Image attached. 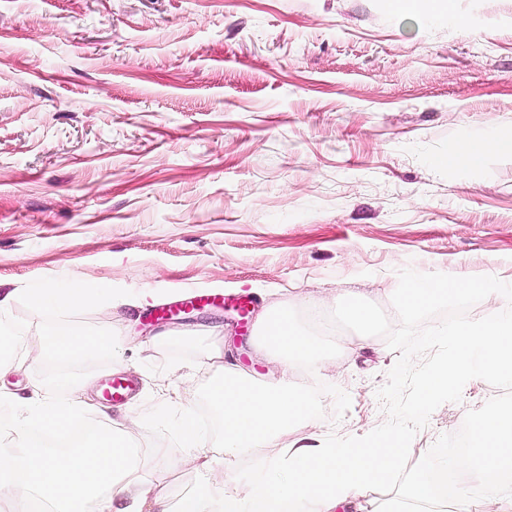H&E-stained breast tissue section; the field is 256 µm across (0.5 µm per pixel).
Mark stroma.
<instances>
[{
  "mask_svg": "<svg viewBox=\"0 0 512 512\" xmlns=\"http://www.w3.org/2000/svg\"><path fill=\"white\" fill-rule=\"evenodd\" d=\"M459 20L398 17L389 0H0V289L89 280L116 297L67 318L18 298L6 384L26 415L111 352L35 361L30 336L120 332L139 339L131 399L78 413L89 431L122 425L141 451L177 448L178 408L211 415L208 332L255 379L256 315L290 302L330 348L352 336L309 299L381 289L404 268L512 281V156L476 171L430 155L464 135L512 130V0H451ZM245 301L156 319L192 294ZM389 348L337 358L342 381L299 373L322 404L320 432L362 436ZM483 380L441 405L409 457L457 432L496 396Z\"/></svg>",
  "mask_w": 512,
  "mask_h": 512,
  "instance_id": "1",
  "label": "stroma"
}]
</instances>
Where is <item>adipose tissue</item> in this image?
<instances>
[{"instance_id": "adipose-tissue-1", "label": "adipose tissue", "mask_w": 512, "mask_h": 512, "mask_svg": "<svg viewBox=\"0 0 512 512\" xmlns=\"http://www.w3.org/2000/svg\"><path fill=\"white\" fill-rule=\"evenodd\" d=\"M494 154L512 155V131L493 138H460L431 156V167L473 171ZM39 310L110 303V292L84 282L65 286L35 284L24 291ZM343 319L357 331L345 344L356 353L375 339L376 309L359 292L341 306ZM257 346L278 378L261 382L225 363L223 346H215L216 380L208 394L221 423L222 450L211 448L196 414L185 411L176 424L179 454L158 446L136 455L121 431L93 432L75 448L33 451L43 438L71 435L76 412L88 409V382L71 385L66 400L34 403L22 418L0 423V512H32L33 505L61 512H109L114 496L130 502L128 512H142L144 484L161 488L167 474L187 465L211 473L200 489L183 497L177 512H512V408L487 409L468 424L464 448L443 462L418 458L411 475L390 497L378 499L401 468L408 452L406 437L381 428L351 443H309L306 432L321 422L312 389L293 384L292 375L326 370L325 348L303 332L293 308L273 306L258 316ZM121 334H58L47 329L35 340L38 356L76 361L109 350L121 353ZM264 448L272 457H260ZM256 456L246 484L228 476L240 459Z\"/></svg>"}]
</instances>
